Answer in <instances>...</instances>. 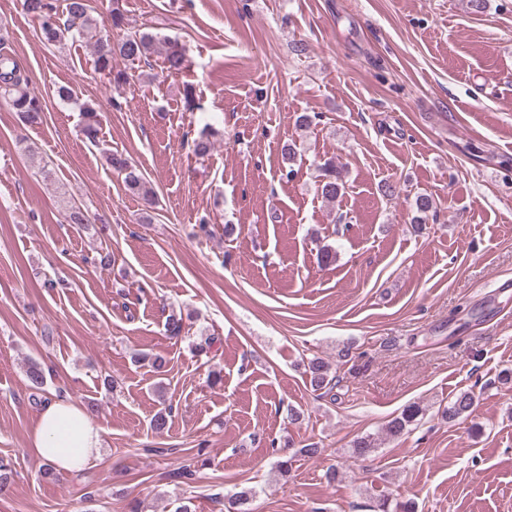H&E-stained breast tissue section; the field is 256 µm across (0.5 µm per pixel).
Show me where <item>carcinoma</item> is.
I'll use <instances>...</instances> for the list:
<instances>
[{"label":"carcinoma","instance_id":"carcinoma-1","mask_svg":"<svg viewBox=\"0 0 512 512\" xmlns=\"http://www.w3.org/2000/svg\"><path fill=\"white\" fill-rule=\"evenodd\" d=\"M25 12L38 24L41 39L49 45H63L68 41L84 42L90 45L94 53V71L105 78L109 85L117 87L129 82L130 74L119 69L115 61L120 59L130 63L144 61L155 51L157 37L145 30L128 26L122 0H109L107 14H95L91 0H67L66 8L60 9L56 0H23ZM125 31L121 39L112 40V30ZM185 64V49L176 43L171 44L165 54V68L170 74L179 73ZM60 100L73 103L82 116L81 131L91 143L99 141L101 119L96 105L87 100H80L76 92L67 86L56 90ZM0 97L11 110L16 112L21 122L33 124L37 122L45 110L42 95L30 87L27 76L18 65L6 56L0 57ZM106 162L113 170L123 176L128 190L141 197L146 204L154 203V193L148 188L141 170L127 157L118 152L106 155ZM320 179L317 192L327 201L334 202L342 194L344 185L340 171L333 160L320 167ZM309 385L315 391H331L335 377L330 375L329 365L320 358L309 361L307 365ZM475 402V394L470 390L456 395L443 411V417L452 422L468 413ZM421 409L412 405L392 418L386 433L391 437H399L407 431L419 416ZM379 512H416L412 501L399 502L390 507V501L382 497L377 501Z\"/></svg>","mask_w":512,"mask_h":512}]
</instances>
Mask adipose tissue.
Segmentation results:
<instances>
[{
    "label": "adipose tissue",
    "mask_w": 512,
    "mask_h": 512,
    "mask_svg": "<svg viewBox=\"0 0 512 512\" xmlns=\"http://www.w3.org/2000/svg\"><path fill=\"white\" fill-rule=\"evenodd\" d=\"M101 446V432L89 414L64 398L55 399L40 413L30 440L35 455L63 474L80 472Z\"/></svg>",
    "instance_id": "adipose-tissue-1"
}]
</instances>
